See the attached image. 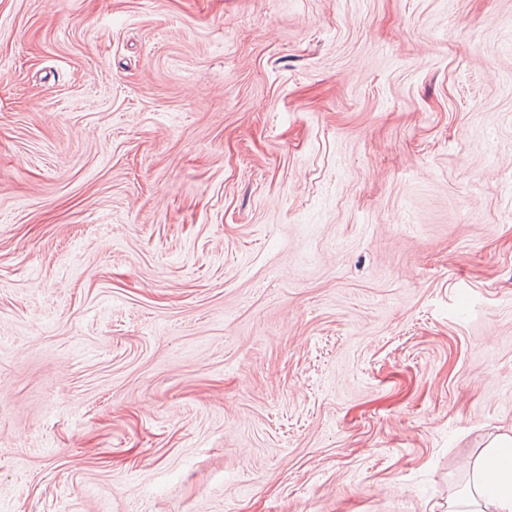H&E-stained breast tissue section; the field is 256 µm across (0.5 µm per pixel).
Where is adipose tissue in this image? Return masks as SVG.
I'll list each match as a JSON object with an SVG mask.
<instances>
[{
	"instance_id": "1",
	"label": "adipose tissue",
	"mask_w": 512,
	"mask_h": 512,
	"mask_svg": "<svg viewBox=\"0 0 512 512\" xmlns=\"http://www.w3.org/2000/svg\"><path fill=\"white\" fill-rule=\"evenodd\" d=\"M472 496L454 498L447 512H512V435L486 445L473 463Z\"/></svg>"
}]
</instances>
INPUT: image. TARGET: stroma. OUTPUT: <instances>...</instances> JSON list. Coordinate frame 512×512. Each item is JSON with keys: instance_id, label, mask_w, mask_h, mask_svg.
Instances as JSON below:
<instances>
[{"instance_id": "1", "label": "stroma", "mask_w": 512, "mask_h": 512, "mask_svg": "<svg viewBox=\"0 0 512 512\" xmlns=\"http://www.w3.org/2000/svg\"><path fill=\"white\" fill-rule=\"evenodd\" d=\"M512 434V0H0V512H444Z\"/></svg>"}]
</instances>
